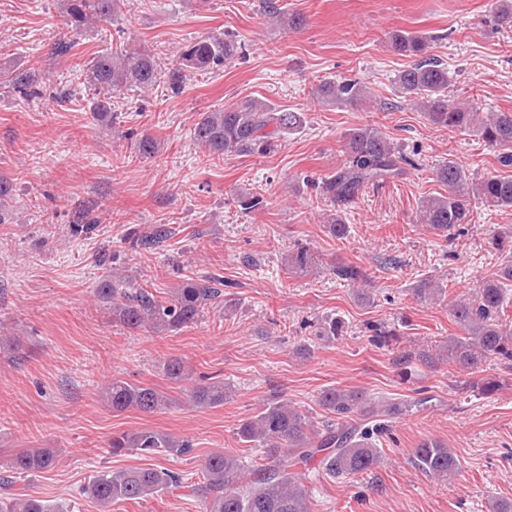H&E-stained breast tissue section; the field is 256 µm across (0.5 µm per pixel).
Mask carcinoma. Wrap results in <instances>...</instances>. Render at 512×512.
<instances>
[{"mask_svg":"<svg viewBox=\"0 0 512 512\" xmlns=\"http://www.w3.org/2000/svg\"><path fill=\"white\" fill-rule=\"evenodd\" d=\"M124 0H67V24L77 33L98 21L115 16ZM270 18L279 26L298 29L303 19L275 6ZM393 48L416 62L402 70L396 82L402 93L424 104L429 121L440 128L472 132L488 146L500 151L501 164L512 166V113L490 112L482 117L475 108L461 107L448 100V68L427 55L428 44L418 35L396 33ZM239 46L231 39L209 38L185 46L178 53L176 66L166 72L158 65L153 49L145 45L105 51L86 65L87 82L103 95L94 106L101 117L110 112L112 94L126 88L149 90L163 81L177 88L186 71L208 72L232 60ZM318 98L327 104L356 105L366 89L358 81H323L316 88ZM304 114L278 110L266 101L249 99L232 108L203 112L193 128L195 141L217 156L266 155L278 138L299 132ZM347 163L322 182L323 196L333 204H345L362 187L406 174L413 165L397 144L373 127L350 129L345 135ZM438 180L448 186V194L424 199L420 221L447 237L464 235L470 221V202L481 200L493 207L512 208V175H493L480 181L469 177L453 160L437 170ZM328 231L337 239L347 236L342 217H327ZM171 235L165 224L156 225L146 235L127 236L132 249H151ZM320 258L300 245L288 253L285 267L290 273L307 272ZM336 279L350 285L369 283V274L354 265L330 268ZM512 282V259L493 276L483 279L473 291L454 300L452 316L460 330L456 336L432 348L414 345L396 352L392 364L402 374L418 362L429 367L446 364L458 372L473 375L488 362L512 370V324L504 319L506 288ZM111 287L102 288L99 297L112 309V319L131 330L171 332L196 323L220 302L223 290L216 281L203 278L185 280L170 297L156 295L137 286L132 277L112 268ZM413 294L420 301L433 302L445 294L442 279L427 276L417 282ZM371 342L390 347L394 332L384 324L369 325ZM345 333V322L334 314L322 316L313 325V336L320 342H334ZM168 379L184 386L189 400L198 407L224 404L228 389L224 381L196 380L179 357L164 364ZM105 403L117 412L128 409L154 413L171 406L168 396L150 386L114 378L102 389ZM318 403L332 415L322 427L288 404L281 397L265 402L237 429L239 439L263 449L266 463L249 464L233 453L217 451L204 462L194 491L203 512H310L309 473L336 478H358L373 473L381 463L378 440L397 420L428 408L430 398L414 391L408 399L371 397L363 391L329 387L322 390ZM109 447L118 455L131 450L141 455L180 456L190 452L189 442L157 430L140 429L112 437ZM57 461L49 448H34L13 455L6 463L7 475L0 477V512H70L50 507L34 496L15 492L16 479L51 470ZM411 463L438 482L451 480L459 461L448 446L437 440H424L411 452ZM183 487L179 473L164 468H128L104 471L81 488L100 512H111L112 503L139 500Z\"/></svg>","mask_w":512,"mask_h":512,"instance_id":"1","label":"carcinoma"}]
</instances>
